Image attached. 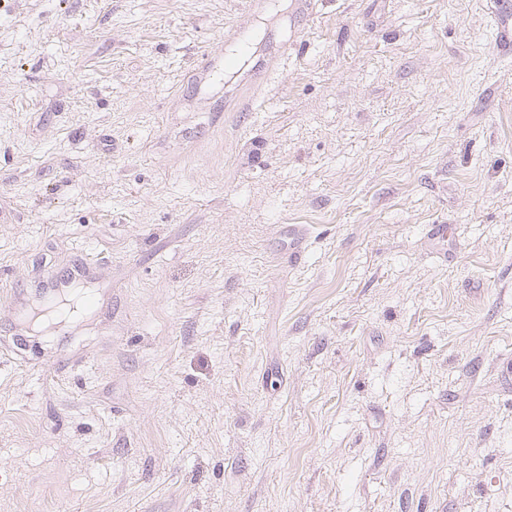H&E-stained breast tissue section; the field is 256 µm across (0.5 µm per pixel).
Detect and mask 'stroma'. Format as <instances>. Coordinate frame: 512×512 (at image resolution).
<instances>
[{
	"mask_svg": "<svg viewBox=\"0 0 512 512\" xmlns=\"http://www.w3.org/2000/svg\"><path fill=\"white\" fill-rule=\"evenodd\" d=\"M316 3L0 0V512H512V59L487 0ZM240 22L297 40L252 112L193 76Z\"/></svg>",
	"mask_w": 512,
	"mask_h": 512,
	"instance_id": "obj_1",
	"label": "stroma"
}]
</instances>
